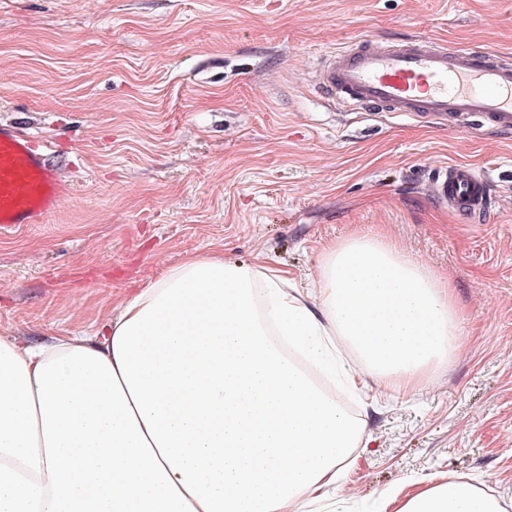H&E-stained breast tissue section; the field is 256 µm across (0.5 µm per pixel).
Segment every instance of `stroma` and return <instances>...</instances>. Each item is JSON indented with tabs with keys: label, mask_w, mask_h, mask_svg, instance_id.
Instances as JSON below:
<instances>
[{
	"label": "stroma",
	"mask_w": 512,
	"mask_h": 512,
	"mask_svg": "<svg viewBox=\"0 0 512 512\" xmlns=\"http://www.w3.org/2000/svg\"><path fill=\"white\" fill-rule=\"evenodd\" d=\"M426 36L512 56V0H0V122L36 132L76 194L0 233V336L89 334L186 256L307 284L322 250L386 237L446 278L462 347L370 409L337 512L438 474L512 500V137L325 102L324 51ZM467 163L496 204L434 198ZM435 198L469 222H480L493 207L487 176L467 164L439 167L431 181Z\"/></svg>",
	"instance_id": "1"
}]
</instances>
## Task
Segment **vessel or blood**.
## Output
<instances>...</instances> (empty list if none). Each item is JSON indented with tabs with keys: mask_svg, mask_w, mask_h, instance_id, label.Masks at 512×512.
<instances>
[{
	"mask_svg": "<svg viewBox=\"0 0 512 512\" xmlns=\"http://www.w3.org/2000/svg\"><path fill=\"white\" fill-rule=\"evenodd\" d=\"M316 88L330 101L451 128L472 121L512 135V59L466 44L360 37L324 55ZM432 187L441 204L470 222L483 221L493 207L487 176L467 164L439 167ZM73 192L32 133L0 124V231L47 223Z\"/></svg>",
	"mask_w": 512,
	"mask_h": 512,
	"instance_id": "b4317fda",
	"label": "vessel or blood"
}]
</instances>
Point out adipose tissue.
Masks as SVG:
<instances>
[{"label":"adipose tissue","mask_w":512,"mask_h":512,"mask_svg":"<svg viewBox=\"0 0 512 512\" xmlns=\"http://www.w3.org/2000/svg\"><path fill=\"white\" fill-rule=\"evenodd\" d=\"M447 280L381 235L287 271L189 256L93 334L0 336V512H334L365 422L461 348ZM394 512H512L457 474Z\"/></svg>","instance_id":"1"}]
</instances>
